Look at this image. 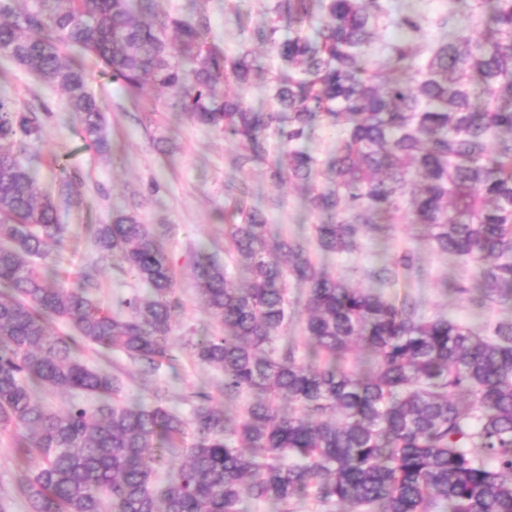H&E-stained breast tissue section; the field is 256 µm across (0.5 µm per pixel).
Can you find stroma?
I'll return each instance as SVG.
<instances>
[{
  "label": "stroma",
  "instance_id": "obj_1",
  "mask_svg": "<svg viewBox=\"0 0 512 512\" xmlns=\"http://www.w3.org/2000/svg\"><path fill=\"white\" fill-rule=\"evenodd\" d=\"M269 4L270 0H205L203 4L211 34L226 54H235L244 43L254 49L256 71L249 83L239 87L238 94L256 110L271 105L265 78L277 67L276 57L258 36ZM85 66L88 87L108 120L111 146L105 152L84 147L58 87L36 81L13 61L0 58V93L18 108L45 106L52 112L29 159L36 172L38 194L54 199L59 220L67 227L61 245L54 250L53 264L60 279L74 281L84 267L96 266L95 296L106 306L117 296L139 289V282L126 275L112 256L97 251L85 232L86 225L111 223L118 211L134 214L157 234L176 274L181 307L172 323V344L182 346L203 330L219 333V325L198 298L194 264L195 249L203 244L225 262L232 278L243 276L224 235L227 186L246 183L249 204L259 206L274 231L288 237L312 238V226L321 222V215L309 210L305 188L271 178L270 161L282 151L276 139L266 140V159L242 162L234 142L181 116L168 92L149 85L135 102L120 86L101 76L93 61H86ZM63 164L77 178L69 194L63 191L59 171ZM406 247L418 253V271L414 276L400 277L387 291L390 298L412 294L420 299L427 316L445 314L468 325L482 322L490 326L512 318V308L507 306L476 314L468 297L447 292L446 283L462 276L464 270L447 255L433 250L419 225L384 228L366 237L351 256L326 254L315 248L311 257L329 272L366 288L371 284L370 271L385 252ZM111 363L123 380L126 397L150 403L154 390L160 388L166 390L169 406L186 414L191 410L190 393L202 388L212 395L214 405L224 403L222 373L200 364L190 354L181 356L176 369H161L149 385L140 381L137 366L122 354L113 353Z\"/></svg>",
  "mask_w": 512,
  "mask_h": 512
}]
</instances>
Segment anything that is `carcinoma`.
I'll list each match as a JSON object with an SVG mask.
<instances>
[{"label": "carcinoma", "instance_id": "1", "mask_svg": "<svg viewBox=\"0 0 512 512\" xmlns=\"http://www.w3.org/2000/svg\"><path fill=\"white\" fill-rule=\"evenodd\" d=\"M19 2L0 0V55L64 90L86 148L109 141L84 55L134 101L148 80L168 90L245 161L279 138L288 150L271 177L310 186L309 209L328 217L314 225L322 252L352 255L381 223L421 224L434 250L474 267L453 292H477L485 309L512 302V0H470L464 11L449 0L433 18L390 0H277L261 37L291 74H272L275 107L264 112L232 91L249 80L252 50L224 54L202 9L159 18L155 0ZM285 16L296 33L280 40ZM483 23L490 35L473 36ZM381 26L394 36L379 44ZM430 28L448 39H428ZM50 117L0 97V432L14 437L13 491L28 512H242L246 499L296 512L309 497L341 512H512V319L485 332L428 317L410 295L389 300L384 289L416 266L412 249L386 254L370 272L376 287L357 288L314 263L305 240L269 244L264 214L236 196L224 224L249 279L235 283L197 248L199 298L222 333L186 346L223 371L224 400L251 401L232 415L196 391L189 418L159 390L151 405L119 401L122 379L88 366L84 349L122 352L146 381L172 365L174 275L151 227L125 213L91 225V241L147 293L105 310L93 268L69 287L33 264L66 230L21 159ZM316 119L339 132L322 160L294 147ZM322 168L334 187H315ZM290 279L306 288L312 362L277 344ZM56 320L73 332L53 333ZM358 344L371 353L368 374L345 365ZM50 389L92 402L57 411L39 397ZM188 435L185 460L155 484L162 454Z\"/></svg>", "mask_w": 512, "mask_h": 512}]
</instances>
